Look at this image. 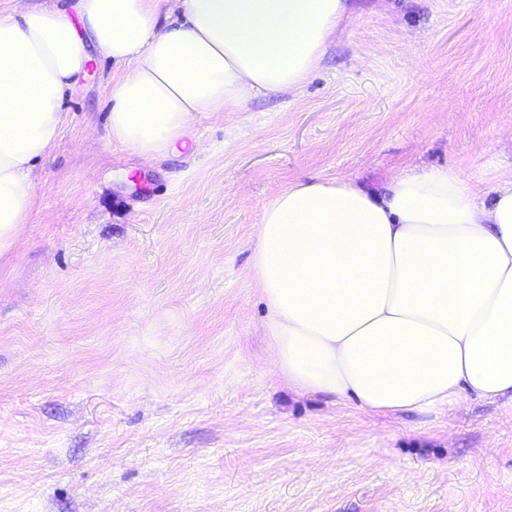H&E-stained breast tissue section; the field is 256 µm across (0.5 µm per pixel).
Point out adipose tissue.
I'll return each instance as SVG.
<instances>
[{"mask_svg":"<svg viewBox=\"0 0 512 512\" xmlns=\"http://www.w3.org/2000/svg\"><path fill=\"white\" fill-rule=\"evenodd\" d=\"M350 0H77L0 15V255L18 240L34 166L62 102L99 56L124 67L108 135L140 156L176 151L200 112L297 92ZM251 279L290 389L369 412H460L512 398V170L491 186L456 169L294 183L262 207Z\"/></svg>","mask_w":512,"mask_h":512,"instance_id":"1","label":"adipose tissue"}]
</instances>
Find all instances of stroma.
I'll return each instance as SVG.
<instances>
[{
	"mask_svg": "<svg viewBox=\"0 0 512 512\" xmlns=\"http://www.w3.org/2000/svg\"><path fill=\"white\" fill-rule=\"evenodd\" d=\"M299 93L106 135L95 59L0 256V512H512V400L371 413L277 374L249 268L299 181L512 166V0H352Z\"/></svg>",
	"mask_w": 512,
	"mask_h": 512,
	"instance_id": "stroma-1",
	"label": "stroma"
}]
</instances>
